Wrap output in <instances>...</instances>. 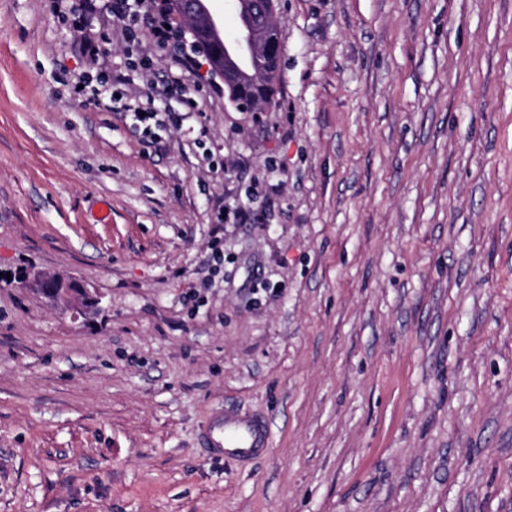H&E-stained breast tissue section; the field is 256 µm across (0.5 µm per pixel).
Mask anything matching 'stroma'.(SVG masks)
I'll return each instance as SVG.
<instances>
[{
  "instance_id": "obj_1",
  "label": "stroma",
  "mask_w": 512,
  "mask_h": 512,
  "mask_svg": "<svg viewBox=\"0 0 512 512\" xmlns=\"http://www.w3.org/2000/svg\"><path fill=\"white\" fill-rule=\"evenodd\" d=\"M79 8L0 0V512H512V0H278L267 112ZM38 283L41 288H38L44 295L53 299H73L76 301V306L73 307V311L78 313V310L87 309L96 303L95 296L89 288H86L84 284L74 285L68 280L54 279L49 281L48 278L44 277L41 273H35L32 278L28 281V285H35ZM55 286L56 288H53ZM204 433L207 446L227 457L248 458L267 446L266 424L256 416L234 410L213 414Z\"/></svg>"
}]
</instances>
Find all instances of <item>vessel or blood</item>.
<instances>
[{"label":"vessel or blood","mask_w":512,"mask_h":512,"mask_svg":"<svg viewBox=\"0 0 512 512\" xmlns=\"http://www.w3.org/2000/svg\"><path fill=\"white\" fill-rule=\"evenodd\" d=\"M205 438L214 452L244 459L266 448L268 433L258 417L227 409L210 417Z\"/></svg>","instance_id":"vessel-or-blood-1"}]
</instances>
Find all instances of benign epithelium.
Returning a JSON list of instances; mask_svg holds the SVG:
<instances>
[{
	"instance_id": "1",
	"label": "benign epithelium",
	"mask_w": 512,
	"mask_h": 512,
	"mask_svg": "<svg viewBox=\"0 0 512 512\" xmlns=\"http://www.w3.org/2000/svg\"><path fill=\"white\" fill-rule=\"evenodd\" d=\"M210 2L211 0H168L170 10L183 23L184 37L187 38L189 48L202 52L210 75L226 84L245 77L258 80L277 77L274 68L261 70L257 67L260 59H270L280 52L275 0H263L257 11L246 0H236L240 26L230 38L224 34L223 21L213 12ZM216 52L228 57L230 65L227 68L221 69L216 65ZM29 283L40 284V291L50 298L75 300V311L87 309L96 303L91 290L81 283L74 285L61 279L51 281L40 273L34 274Z\"/></svg>"
}]
</instances>
